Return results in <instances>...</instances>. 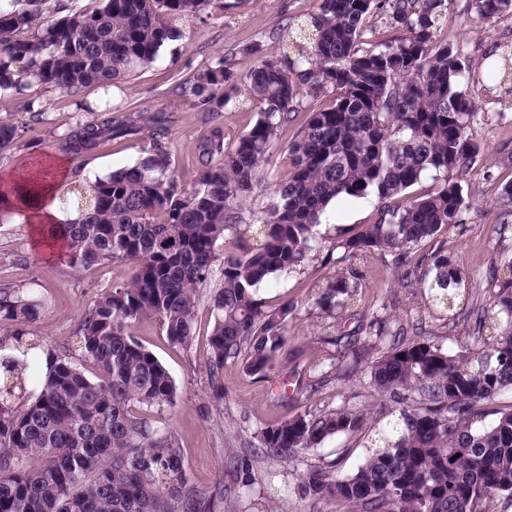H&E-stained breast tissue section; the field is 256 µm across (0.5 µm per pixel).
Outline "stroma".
Masks as SVG:
<instances>
[{
    "instance_id": "1",
    "label": "stroma",
    "mask_w": 512,
    "mask_h": 512,
    "mask_svg": "<svg viewBox=\"0 0 512 512\" xmlns=\"http://www.w3.org/2000/svg\"><path fill=\"white\" fill-rule=\"evenodd\" d=\"M233 8L204 19L187 22L183 35L165 43L151 64L140 68L114 88L109 102L118 117L151 116L164 112L168 119L165 138L171 169L179 186L191 190L197 178L198 145L213 127H220L225 144H234L250 128L257 114L250 106L224 109L220 118L180 92L181 85L206 70L216 58L237 77L279 52L274 31L287 19H300L314 12L317 0H234ZM465 0H448V8L435 32L437 41L464 46L474 65H481L490 49L512 43V13L483 22L464 15ZM481 120L474 136L483 148V160L465 176L461 185L471 206L460 226L435 240L423 243L420 253L442 249L457 257L466 286L478 300L488 298L485 274L502 245H512V201L501 188L512 180V160L499 152L502 141L512 138V108L478 83L469 84ZM101 89L89 86L69 94L39 85L16 92L0 89V119L18 128V137L0 153V180L15 172H34L48 159L62 158L70 183L60 190L69 197L72 186L90 184L113 171L135 165L151 139V128L136 136H121L102 142L95 149L71 156L62 150V140L77 121L96 119L105 102ZM40 118H33V110ZM377 218L373 198L331 203L319 227L327 242L350 236ZM335 265L313 262L304 272L285 275L271 286L261 287L259 296L266 307L294 303L295 316L289 323L288 346L283 355L286 369H298L303 381L291 400L279 397L275 379L248 374L242 363L224 366V398L213 399L208 387L209 336L214 323L211 296L215 281L200 289L194 315V338L190 345L168 341L157 322L134 324L137 340L166 367L177 389L173 405L151 409L152 419L174 427L187 473L199 488L215 481L224 483L226 512H256L257 503H273L278 512H336L335 503L306 496L303 481L308 472L323 469L341 476L352 473L368 453V437L379 420L392 412V398L379 395L361 379L337 376L330 365L338 355L339 328L329 326L312 309L316 286L334 275ZM133 274L127 262H108L80 272L65 260L46 259L37 248L19 211H11L0 222V288L20 290L44 300L45 306L31 332L41 336L45 347L70 343L75 326L94 298ZM362 308L373 311L386 306L389 315L402 319L420 305V291L398 287L390 261L372 256L359 270ZM362 410L367 415L364 434L338 435L326 439L307 455L285 462L253 456L251 450L266 425L294 416L303 410L325 411L340 407ZM249 458L256 484L252 494L239 493L225 468L227 451Z\"/></svg>"
}]
</instances>
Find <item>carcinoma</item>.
Here are the masks:
<instances>
[{"instance_id":"1","label":"carcinoma","mask_w":512,"mask_h":512,"mask_svg":"<svg viewBox=\"0 0 512 512\" xmlns=\"http://www.w3.org/2000/svg\"><path fill=\"white\" fill-rule=\"evenodd\" d=\"M43 4L0 0V88L44 84L75 94L118 82L152 63L184 22L228 7L226 0H104L48 22ZM446 9L447 0H319L315 12L279 30L281 51L241 82L230 83L220 57L185 87L219 110L248 104L258 112L232 148L218 128L204 138L191 191L178 186L156 138L137 164L89 185L74 203L79 219L55 227L69 266L129 261L135 272L95 298L73 343L46 350L48 372L21 411L15 401L40 370L25 326L45 303L0 289V317L20 326L0 338V512H224L222 483L190 485L175 430L132 411L173 404L176 387L131 328L154 319L171 343L189 345L196 290L217 266L213 396L224 399V364L241 357L251 375L280 371L295 308H265L257 287L319 257L316 227L333 201L369 195L378 218L336 240L341 267L318 285L315 310L338 327L362 315L356 265L376 253L391 257L399 283L423 290L431 303L398 325L381 315L382 305L344 334L336 369L398 397V415L355 471L311 473L306 491L336 503V512H499L512 503V407L484 423L486 406L512 389V255L494 261L488 300L465 307L459 264L441 251L416 256L422 243L461 224L467 204L459 178L482 160L475 100L457 90L471 73L469 56L460 44L433 40ZM465 9L489 20L512 12V0H465ZM375 16L396 35L366 48ZM483 65L486 80L512 93L511 44L485 55ZM330 93L335 103L309 112L288 144V171L256 222L246 223L244 202L265 182L281 133L304 98ZM140 129L131 118L79 121L63 148L80 155ZM427 175L434 191L406 196ZM228 235L239 250L221 255L218 243ZM433 310L453 327L474 322L480 350L468 343L451 355L421 339ZM87 363L97 380L85 374ZM365 424L366 414L349 407L298 413L261 429L253 455L295 458ZM228 458L238 487L251 492V463Z\"/></svg>"}]
</instances>
